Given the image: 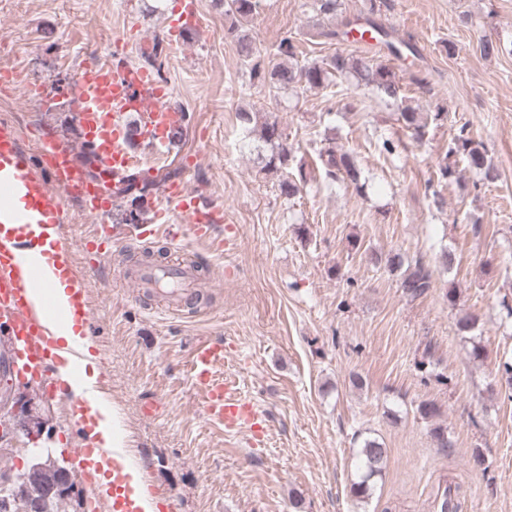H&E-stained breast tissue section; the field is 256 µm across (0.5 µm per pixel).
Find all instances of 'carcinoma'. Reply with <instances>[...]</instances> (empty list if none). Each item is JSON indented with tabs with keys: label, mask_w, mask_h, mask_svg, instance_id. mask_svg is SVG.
Wrapping results in <instances>:
<instances>
[{
	"label": "carcinoma",
	"mask_w": 512,
	"mask_h": 512,
	"mask_svg": "<svg viewBox=\"0 0 512 512\" xmlns=\"http://www.w3.org/2000/svg\"><path fill=\"white\" fill-rule=\"evenodd\" d=\"M382 0H366L364 14L354 19L343 16L342 0H312L310 7L323 18L338 20L336 27L323 28L319 36L333 40L338 37L349 38L352 31L369 32L373 38H387L390 30L378 22L376 15L381 13ZM260 0H224V15L230 20L227 28V37L235 44L236 52L244 65L250 68L251 75L271 89H312L333 88L337 86V79L351 77L357 85L371 90L376 96L391 102L396 106L398 120L411 131L414 140L421 142L428 134L431 126H438L443 120V113L427 112L421 114L407 104V97L402 91L400 79L386 63L367 54H340L323 58L319 61H299L303 51L295 43L293 37H283L278 46L277 54L288 59V63L279 64L267 71L261 66L260 52L248 33L240 28V21L252 19L259 14ZM166 57L163 42L156 38L152 46L142 52L143 60L148 66L160 69L163 58ZM239 119L247 125V131L255 135L256 139L270 146V153L263 156L261 170L268 173L280 174L278 190L280 194L291 198L300 194L306 184L304 173L293 174L292 164L295 158L296 147L289 141L278 122L264 121L258 126H251L252 115L248 112L239 113ZM336 133L330 129L324 133L325 146L318 151V160L321 170L330 180H342L360 192L364 188L361 182V171L353 156L345 151H338L333 146ZM459 157L469 166L482 173V181L494 182L497 169L487 157V149L483 142L470 136L467 126L459 127L448 147L444 159L439 163L440 178L448 181L455 174V163L451 158ZM177 175V170L168 169L156 176L138 178L136 175L125 178L129 186L141 181V187L130 194L131 205L136 210H142L145 196L156 189L158 185ZM391 270L399 272L400 288L411 297L418 298L429 293L434 287L433 270L430 265L416 258L407 263L398 256L387 259ZM358 467L356 480L352 483L353 494L365 499L371 495L373 479L380 475L386 466V449L376 440L366 439L357 451ZM60 477L55 464L50 460L41 462L38 475L32 479L16 481L6 487L0 486V512H29L30 506L42 500H47L44 512H69V504L73 499L71 495L61 493L48 496V492L60 485Z\"/></svg>",
	"instance_id": "1"
}]
</instances>
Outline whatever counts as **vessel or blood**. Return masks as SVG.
I'll return each mask as SVG.
<instances>
[{
  "mask_svg": "<svg viewBox=\"0 0 512 512\" xmlns=\"http://www.w3.org/2000/svg\"><path fill=\"white\" fill-rule=\"evenodd\" d=\"M169 83L148 69L118 65L89 55L76 72L66 98L78 118L75 140L42 132L35 151H27L17 129L0 119V335L14 347V368L21 378L41 385L46 395L64 391L69 378L52 372L50 364L69 354L80 365L79 347L61 343L56 330L66 326L72 307L86 305V282L96 274L95 253L141 240L138 225L109 224L117 198L114 183L141 169L143 159L131 145L132 136L146 142L154 158L167 156L172 132L186 114L170 104ZM78 203L94 223L90 237L74 240L64 234L69 203ZM145 209L167 213L159 231L169 244L185 238L205 239L208 231L226 222L227 213L188 193L184 181L166 183L159 198H147ZM88 259L83 276H76V253ZM141 287L179 311L192 295L194 266L176 261L140 269ZM64 294H57V285ZM223 344L199 341L193 348L189 376L205 417L228 433H248L262 441L267 416L221 375ZM86 477L97 478L101 497L112 512H143L125 465L112 448H96L78 458Z\"/></svg>",
  "mask_w": 512,
  "mask_h": 512,
  "instance_id": "obj_1",
  "label": "vessel or blood"
}]
</instances>
